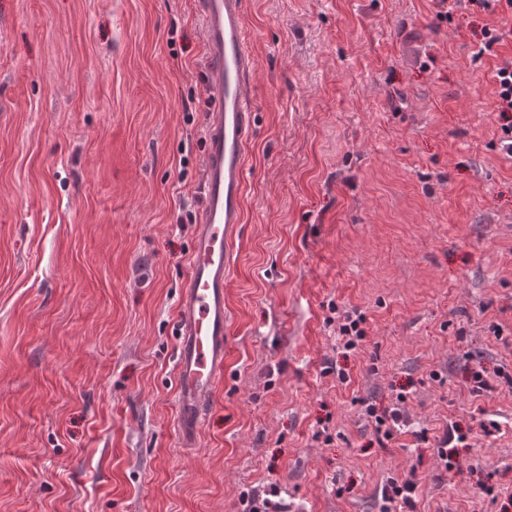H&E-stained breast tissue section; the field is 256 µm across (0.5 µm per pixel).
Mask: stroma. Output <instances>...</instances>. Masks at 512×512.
Instances as JSON below:
<instances>
[{"label": "stroma", "instance_id": "1", "mask_svg": "<svg viewBox=\"0 0 512 512\" xmlns=\"http://www.w3.org/2000/svg\"><path fill=\"white\" fill-rule=\"evenodd\" d=\"M438 10L246 0L232 327L185 448L180 218L199 211L208 107L196 0H0V512H243L270 488L288 512H381L407 478L416 512L512 496V158L491 82L512 63V12ZM354 312L367 337L343 354ZM368 401L400 404L406 427L378 443Z\"/></svg>", "mask_w": 512, "mask_h": 512}]
</instances>
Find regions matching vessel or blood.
<instances>
[{"instance_id":"vessel-or-blood-1","label":"vessel or blood","mask_w":512,"mask_h":512,"mask_svg":"<svg viewBox=\"0 0 512 512\" xmlns=\"http://www.w3.org/2000/svg\"><path fill=\"white\" fill-rule=\"evenodd\" d=\"M211 107L204 126L201 204L187 282L178 301L175 395L184 447H194L213 389L224 375L231 317L224 290L244 219L246 146L254 113L245 0H196Z\"/></svg>"}]
</instances>
